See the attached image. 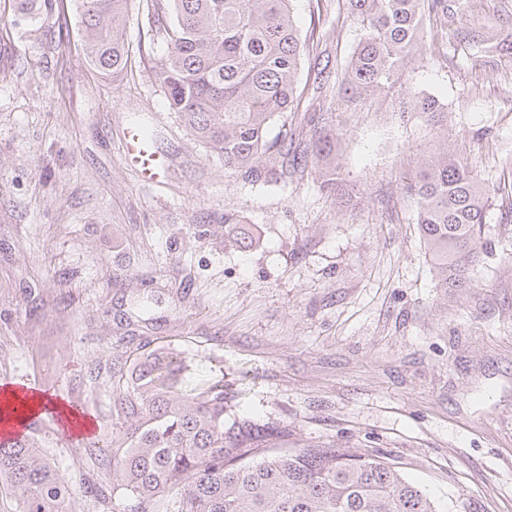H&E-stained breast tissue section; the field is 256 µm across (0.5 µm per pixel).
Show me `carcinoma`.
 I'll return each mask as SVG.
<instances>
[{"instance_id": "obj_1", "label": "carcinoma", "mask_w": 512, "mask_h": 512, "mask_svg": "<svg viewBox=\"0 0 512 512\" xmlns=\"http://www.w3.org/2000/svg\"><path fill=\"white\" fill-rule=\"evenodd\" d=\"M84 53L116 81L128 60L125 25L131 0H75ZM293 0H146V19L165 49L153 77L171 110L224 173L257 186L288 177V158L318 168L320 189L346 203L339 181L336 112L314 111V138L288 135V111L301 99L299 74L314 40L301 37ZM360 28L348 65L334 88L361 95L400 87L403 111L430 120L447 108L410 88L409 67L430 50L447 55L459 36L478 51L506 43L489 29L455 27V0H345ZM416 211L420 241L442 288H471V271L487 251L483 227L489 190L448 150V140L417 159L403 184ZM224 235L238 249L260 243L239 215H224ZM127 340L105 364L88 368L86 383L112 396V424L84 451L106 459L112 496L127 512H439L387 457L371 450L281 446L288 426L252 417L225 418L224 382L177 394L187 370L146 343ZM18 512H67L70 491L30 437L0 438V491ZM97 495L110 496L100 486Z\"/></svg>"}]
</instances>
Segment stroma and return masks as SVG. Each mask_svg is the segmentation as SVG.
Listing matches in <instances>:
<instances>
[{
	"mask_svg": "<svg viewBox=\"0 0 512 512\" xmlns=\"http://www.w3.org/2000/svg\"><path fill=\"white\" fill-rule=\"evenodd\" d=\"M467 26L512 42V0H457ZM342 0H295L323 59L346 65L359 40ZM0 0V382L36 380L98 423L108 397L89 364L137 334L180 354L182 392L223 381L232 415L284 422L283 445L379 449L441 512H512V51L487 57L463 39L416 60L411 86L448 108V123L401 113L399 90L337 101L312 57L288 114L297 134L334 107L349 204L318 188L316 168L260 189L180 123L149 71L162 54L136 0L127 72L114 81L83 51L74 0L35 17ZM150 126L169 165L138 180L122 158L126 129ZM489 183L475 287L439 288L403 184L415 154L440 138ZM257 225L238 251L225 214ZM71 489L68 512H123L102 502L112 473L51 421L33 431Z\"/></svg>",
	"mask_w": 512,
	"mask_h": 512,
	"instance_id": "obj_1",
	"label": "stroma"
}]
</instances>
